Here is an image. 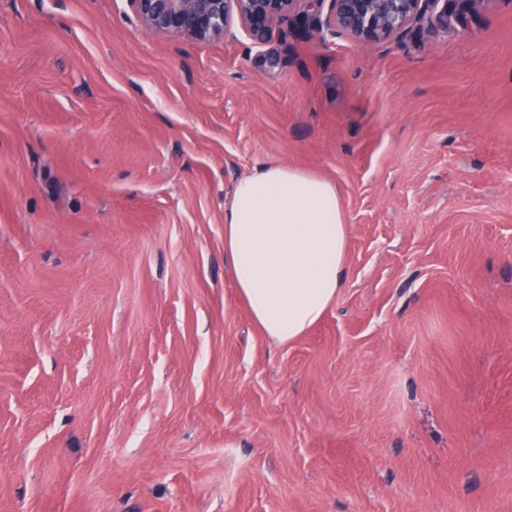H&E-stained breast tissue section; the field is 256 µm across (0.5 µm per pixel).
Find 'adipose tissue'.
<instances>
[{"instance_id":"obj_1","label":"adipose tissue","mask_w":512,"mask_h":512,"mask_svg":"<svg viewBox=\"0 0 512 512\" xmlns=\"http://www.w3.org/2000/svg\"><path fill=\"white\" fill-rule=\"evenodd\" d=\"M348 221L334 182L257 164L224 213V257L264 336L287 344L317 324L347 277Z\"/></svg>"}]
</instances>
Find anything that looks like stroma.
<instances>
[{
  "label": "stroma",
  "instance_id": "35a3bbf8",
  "mask_svg": "<svg viewBox=\"0 0 512 512\" xmlns=\"http://www.w3.org/2000/svg\"><path fill=\"white\" fill-rule=\"evenodd\" d=\"M263 162L348 218L285 345L224 260ZM0 512H512V0L367 47L0 0Z\"/></svg>",
  "mask_w": 512,
  "mask_h": 512
}]
</instances>
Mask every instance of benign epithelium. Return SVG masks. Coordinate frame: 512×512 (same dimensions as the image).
<instances>
[{
  "mask_svg": "<svg viewBox=\"0 0 512 512\" xmlns=\"http://www.w3.org/2000/svg\"><path fill=\"white\" fill-rule=\"evenodd\" d=\"M330 2L315 29L333 38L349 36L371 45L428 23L448 26L465 18L462 1L477 8L483 0H127L143 27L196 42L224 38L232 21L253 40L261 42L273 27L296 13L318 10Z\"/></svg>",
  "mask_w": 512,
  "mask_h": 512,
  "instance_id": "7a95c632",
  "label": "benign epithelium"
}]
</instances>
